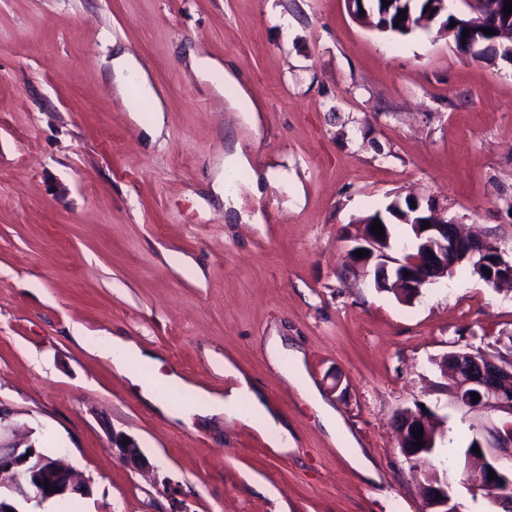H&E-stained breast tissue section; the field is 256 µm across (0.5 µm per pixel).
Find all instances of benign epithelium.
Wrapping results in <instances>:
<instances>
[{"mask_svg":"<svg viewBox=\"0 0 512 512\" xmlns=\"http://www.w3.org/2000/svg\"><path fill=\"white\" fill-rule=\"evenodd\" d=\"M491 22L497 32L496 40L512 38V14L502 11ZM414 202L421 218L412 223L415 235L403 247L401 256L390 255L391 231L386 221L381 222L382 237L372 233V223H364L363 235L349 250L352 262L373 265L377 272L375 287L397 288L405 301L419 295L425 286L448 276V248L455 252L456 266L485 255V241L463 234L460 224L446 216L434 200L428 199L423 204L416 198ZM425 222L430 227L424 230ZM357 250H365L369 255L358 258L354 256ZM491 267V284L496 287L512 284V262L499 258ZM461 361L463 355L459 352L437 361L453 382L447 394L448 404L466 414L476 409L486 412L484 420L473 424L485 436V442L480 446V453L472 452L469 457L479 463V487L493 492L491 500L497 512H512V370L495 361L479 366L477 371L463 369L457 367ZM473 392L479 394L476 401L472 399ZM12 416L13 413L0 406V512H21L18 509L21 502L41 505L65 496H91V481L82 478L76 469L57 458L46 457L35 443L18 438ZM397 429L405 459L411 464L427 460L434 442L428 421L418 415L404 416L398 420ZM420 429L424 432L421 447L413 437ZM125 439L127 435L122 432L111 434L112 450L123 462L139 471L156 469L135 440L127 443ZM22 474L26 477L24 481L20 480ZM421 488L423 512H457L448 482L428 479Z\"/></svg>","mask_w":512,"mask_h":512,"instance_id":"1","label":"benign epithelium"}]
</instances>
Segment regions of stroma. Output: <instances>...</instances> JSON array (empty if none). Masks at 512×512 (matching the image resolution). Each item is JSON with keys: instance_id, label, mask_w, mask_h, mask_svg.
<instances>
[{"instance_id": "obj_1", "label": "stroma", "mask_w": 512, "mask_h": 512, "mask_svg": "<svg viewBox=\"0 0 512 512\" xmlns=\"http://www.w3.org/2000/svg\"><path fill=\"white\" fill-rule=\"evenodd\" d=\"M117 47L162 103L159 138L113 90ZM191 52L224 81L195 76ZM409 195L512 250V63L433 27L380 32L347 0H0V406L92 479L77 512H422L396 418L427 407L454 427L461 512H490L435 361L512 332V291L462 269L406 304L346 262L361 217ZM75 325L155 354L151 379L177 373L187 389L162 391L192 405L232 385V363L293 450L220 416L170 419L133 385L139 362L118 376ZM273 336L303 352L340 439L271 366ZM113 429L154 473L113 454Z\"/></svg>"}]
</instances>
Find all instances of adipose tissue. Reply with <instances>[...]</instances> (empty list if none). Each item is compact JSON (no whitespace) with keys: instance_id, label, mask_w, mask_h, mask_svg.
Segmentation results:
<instances>
[{"instance_id":"1","label":"adipose tissue","mask_w":512,"mask_h":512,"mask_svg":"<svg viewBox=\"0 0 512 512\" xmlns=\"http://www.w3.org/2000/svg\"><path fill=\"white\" fill-rule=\"evenodd\" d=\"M224 372L238 378L237 386L231 387L226 395L210 394L206 397L203 406L189 408L178 413L177 418L182 422H191L193 417H212L222 415L228 419L245 421L246 424L256 425L262 435L267 436L268 443L277 453H288L292 438L288 431L287 423L277 415L269 411L262 401L261 393L254 389L250 379L238 376L236 368L232 364H225ZM248 400L252 407L251 416H244L238 408L239 400Z\"/></svg>"}]
</instances>
